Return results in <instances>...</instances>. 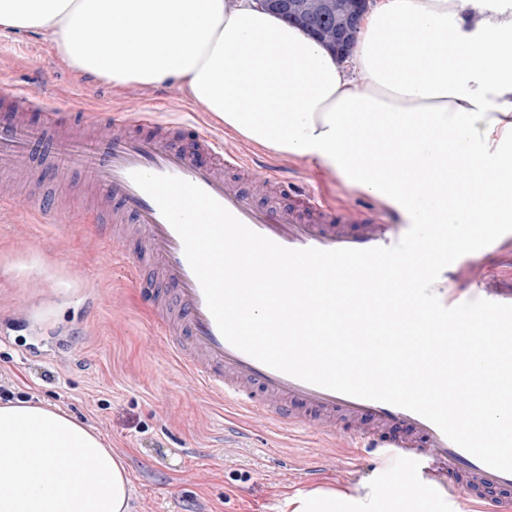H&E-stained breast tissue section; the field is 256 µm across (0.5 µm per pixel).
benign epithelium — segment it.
Segmentation results:
<instances>
[{"label":"benign epithelium","instance_id":"7a95c632","mask_svg":"<svg viewBox=\"0 0 512 512\" xmlns=\"http://www.w3.org/2000/svg\"><path fill=\"white\" fill-rule=\"evenodd\" d=\"M258 9L270 10L288 21L300 26L304 31L316 37L327 47L335 51L341 58L350 56L356 41L363 15L373 0H351L349 8L336 23V31L329 33L318 21L314 12L299 11L291 4L280 0H251Z\"/></svg>","mask_w":512,"mask_h":512}]
</instances>
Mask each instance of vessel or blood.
Masks as SVG:
<instances>
[{
	"instance_id": "obj_1",
	"label": "vessel or blood",
	"mask_w": 512,
	"mask_h": 512,
	"mask_svg": "<svg viewBox=\"0 0 512 512\" xmlns=\"http://www.w3.org/2000/svg\"><path fill=\"white\" fill-rule=\"evenodd\" d=\"M11 111L0 114V166L24 163L45 150L49 162L67 159L106 192L113 213L139 224L161 273L146 287L152 305L172 311L177 324L169 351L186 375L210 395L232 403L238 412L288 428L318 432L341 428L364 455L395 464L399 483L413 482L450 498H480L494 490L487 512H512V473L493 469L450 441L424 417L384 402L341 394L275 370L232 346L210 314L202 287L192 271L182 240L162 216L154 199L131 179L132 172L172 175L190 181L215 198L255 232L289 249H369L396 244L406 233L403 224L358 221L342 210L299 192L300 208L257 205L225 170L254 171L251 156L219 147L215 139L196 137L189 149L169 146L168 128L148 112L135 117L145 127L141 136H116L103 131L94 138L63 135V115L42 109L39 122L15 113V106L33 100L0 92ZM475 287H457V267L440 274L434 292L448 307L473 299L512 304V273L474 268Z\"/></svg>"
}]
</instances>
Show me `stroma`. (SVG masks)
<instances>
[{
	"mask_svg": "<svg viewBox=\"0 0 512 512\" xmlns=\"http://www.w3.org/2000/svg\"><path fill=\"white\" fill-rule=\"evenodd\" d=\"M0 88L64 112L77 100L100 118L147 106L158 121L178 122L169 134L177 148L191 132L215 136L278 169L286 191L311 189L354 216L399 221L313 165L225 133L169 88L119 89L74 68L37 33L0 37ZM102 195L77 171L62 177L41 166L0 212V384L83 420L120 452L131 512H280L285 493L320 486L349 492L365 483L377 465L353 455L344 436L281 431L190 382L131 280V265L151 281L156 264L140 258L136 236L113 240L111 225L98 222L93 202ZM38 198L47 210L31 224L25 210Z\"/></svg>",
	"mask_w": 512,
	"mask_h": 512,
	"instance_id": "obj_1",
	"label": "stroma"
}]
</instances>
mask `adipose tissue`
Segmentation results:
<instances>
[{
	"label": "adipose tissue",
	"mask_w": 512,
	"mask_h": 512,
	"mask_svg": "<svg viewBox=\"0 0 512 512\" xmlns=\"http://www.w3.org/2000/svg\"><path fill=\"white\" fill-rule=\"evenodd\" d=\"M26 29L113 86L177 89L403 223L454 225L463 244L471 224L512 228V0H375L345 60L250 0H0V34ZM63 461L73 478L57 485ZM130 499L123 457L90 427L0 405V512H130ZM282 512H389V497L310 489Z\"/></svg>",
	"instance_id": "1"
}]
</instances>
